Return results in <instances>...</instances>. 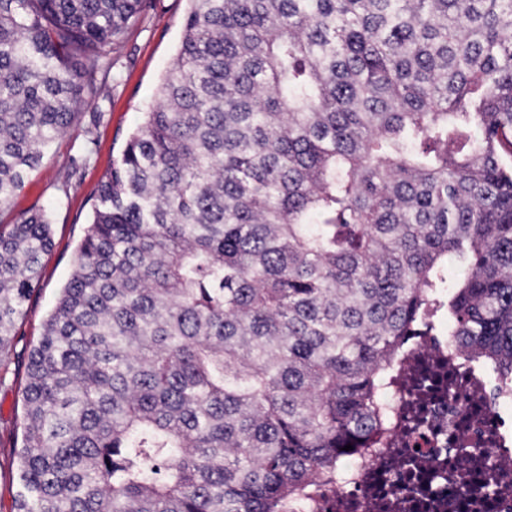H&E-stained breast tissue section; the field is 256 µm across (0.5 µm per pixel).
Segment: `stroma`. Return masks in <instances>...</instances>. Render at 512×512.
I'll return each mask as SVG.
<instances>
[{"label":"stroma","instance_id":"obj_1","mask_svg":"<svg viewBox=\"0 0 512 512\" xmlns=\"http://www.w3.org/2000/svg\"><path fill=\"white\" fill-rule=\"evenodd\" d=\"M188 8V0H145L138 22L121 40L115 78L94 69L95 80L103 84L99 101L81 105L76 124L55 141L14 202L0 209V222L11 224L32 205L44 206L54 242L42 258V277L16 326L12 350L0 363V512H13L20 490L18 453L28 354L72 274L99 183L173 63Z\"/></svg>","mask_w":512,"mask_h":512}]
</instances>
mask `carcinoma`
I'll return each instance as SVG.
<instances>
[{
  "instance_id": "carcinoma-1",
  "label": "carcinoma",
  "mask_w": 512,
  "mask_h": 512,
  "mask_svg": "<svg viewBox=\"0 0 512 512\" xmlns=\"http://www.w3.org/2000/svg\"><path fill=\"white\" fill-rule=\"evenodd\" d=\"M190 2L28 355L14 512H292L435 295L512 393V0ZM143 3L0 0V209ZM52 247L0 224V360Z\"/></svg>"
}]
</instances>
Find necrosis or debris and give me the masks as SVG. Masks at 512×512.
I'll list each match as a JSON object with an SVG mask.
<instances>
[{"instance_id":"4bbe7bcc","label":"necrosis or debris","mask_w":512,"mask_h":512,"mask_svg":"<svg viewBox=\"0 0 512 512\" xmlns=\"http://www.w3.org/2000/svg\"><path fill=\"white\" fill-rule=\"evenodd\" d=\"M487 448L485 471L506 493L472 507L456 486V469L471 466L464 445ZM512 512V397L457 352L448 349L440 302L427 325L407 337L386 400V430L362 450L335 484L315 487L301 512Z\"/></svg>"}]
</instances>
